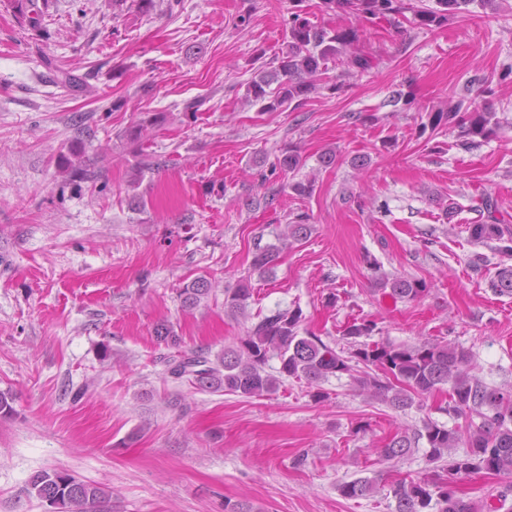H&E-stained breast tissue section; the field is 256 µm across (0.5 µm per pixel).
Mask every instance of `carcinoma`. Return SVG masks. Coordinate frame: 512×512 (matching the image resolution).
<instances>
[{"instance_id": "obj_1", "label": "carcinoma", "mask_w": 512, "mask_h": 512, "mask_svg": "<svg viewBox=\"0 0 512 512\" xmlns=\"http://www.w3.org/2000/svg\"><path fill=\"white\" fill-rule=\"evenodd\" d=\"M288 14V41L269 66L261 67L248 83L245 99L262 104L266 111L284 105L298 108L326 82L328 64L339 62L349 71L365 72L374 66V57L359 48L360 29L354 25L336 26L330 20L314 22L308 18L304 0H292ZM482 7L492 0H322L321 11L328 16L352 14L368 23L376 19L402 17L421 28H438L448 19L469 12L468 6ZM492 89L481 84L467 88L448 107L428 108L417 102L413 89L399 90L394 104L422 113L417 135L438 129H458L465 144L474 146L500 130V121L486 97ZM303 165L295 147L277 157L275 166L296 170ZM496 207L486 198L479 213L486 219L470 225L471 237L480 241L499 242L500 253L512 259V233L504 230L494 216ZM312 226L299 218L285 225L278 236L281 246L268 245L254 255L252 268L265 273L275 267L281 249L300 243L311 236ZM380 290L396 300L414 301L428 292L426 282L405 276H384ZM212 282L204 276L180 289L183 307L192 310L207 299ZM497 295H512V264L499 269L488 282ZM224 306L244 313L252 297L248 283L224 290ZM302 311L276 310L262 316L241 337L238 345L227 347L211 360L202 353L177 354L167 358L169 373L176 377L191 376V383L203 391L224 390L246 398L262 397L275 392L280 380L266 370L272 358L280 361L279 375L305 379L318 384L331 377L352 375L355 367L367 368L360 379L363 394L379 400L392 409L404 411L417 397L447 391L448 405L443 411L459 419L472 415L481 419L473 431H462L427 420L422 429L412 433L396 432L382 449L388 461H399L411 455L424 439L428 445L427 461L440 464L453 475L484 470L493 474H512V392L489 387L474 373L469 351L444 341H425L418 345H394L367 342L379 332L377 323L360 320L350 324L342 339L347 348L335 350L313 334L301 335ZM463 447V453L454 449ZM379 490L377 481L357 478L341 485L347 498H367ZM28 493L53 505L61 504L59 512H104L112 503L110 487L77 478L65 470L42 471L29 481ZM395 501L394 512H477L472 503L456 497L448 482L441 479L431 484L399 479L390 484Z\"/></svg>"}]
</instances>
